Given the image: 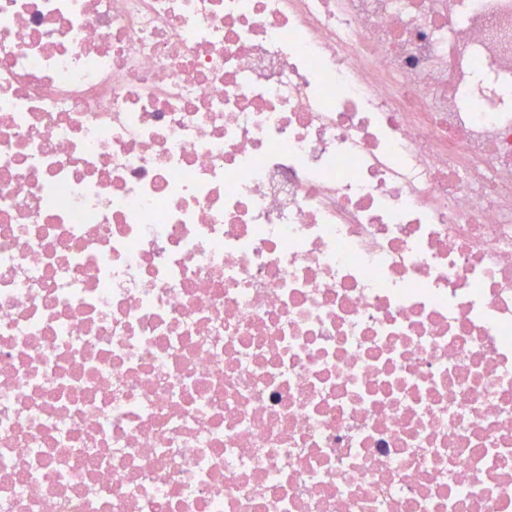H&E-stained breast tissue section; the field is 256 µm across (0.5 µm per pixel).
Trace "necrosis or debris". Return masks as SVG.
<instances>
[{"label": "necrosis or debris", "mask_w": 512, "mask_h": 512, "mask_svg": "<svg viewBox=\"0 0 512 512\" xmlns=\"http://www.w3.org/2000/svg\"><path fill=\"white\" fill-rule=\"evenodd\" d=\"M0 512H512V0H0Z\"/></svg>", "instance_id": "4bbe7bcc"}]
</instances>
